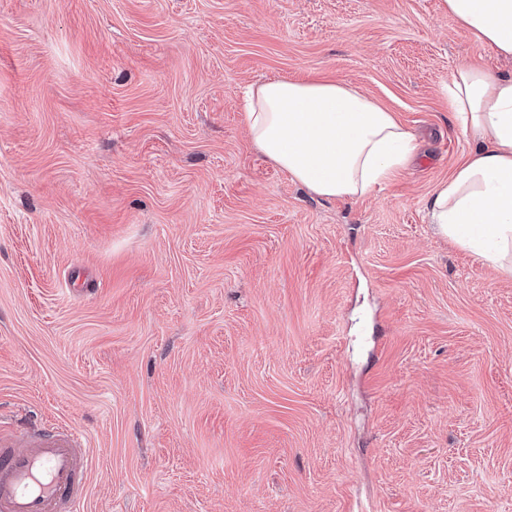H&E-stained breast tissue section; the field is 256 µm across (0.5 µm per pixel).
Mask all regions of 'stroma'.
I'll return each mask as SVG.
<instances>
[{"mask_svg":"<svg viewBox=\"0 0 512 512\" xmlns=\"http://www.w3.org/2000/svg\"><path fill=\"white\" fill-rule=\"evenodd\" d=\"M476 54L443 0H0V430H81L85 512H512V278L426 217ZM272 78L419 154L313 195L247 134Z\"/></svg>","mask_w":512,"mask_h":512,"instance_id":"35a3bbf8","label":"stroma"}]
</instances>
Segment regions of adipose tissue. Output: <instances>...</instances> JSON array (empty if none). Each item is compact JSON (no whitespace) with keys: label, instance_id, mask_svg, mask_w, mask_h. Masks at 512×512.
Returning a JSON list of instances; mask_svg holds the SVG:
<instances>
[{"label":"adipose tissue","instance_id":"ef3b65f1","mask_svg":"<svg viewBox=\"0 0 512 512\" xmlns=\"http://www.w3.org/2000/svg\"><path fill=\"white\" fill-rule=\"evenodd\" d=\"M444 3L477 48L512 56V0ZM445 92L473 148L436 186L428 222L512 277V76L464 62ZM244 117L261 153L319 197L359 198L380 189L419 148L392 112L346 83L270 79L249 88Z\"/></svg>","mask_w":512,"mask_h":512}]
</instances>
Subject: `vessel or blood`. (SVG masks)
I'll list each match as a JSON object with an SVG mask.
<instances>
[{
  "label": "vessel or blood",
  "mask_w": 512,
  "mask_h": 512,
  "mask_svg": "<svg viewBox=\"0 0 512 512\" xmlns=\"http://www.w3.org/2000/svg\"><path fill=\"white\" fill-rule=\"evenodd\" d=\"M91 457L68 424L0 433V512H82Z\"/></svg>",
  "instance_id": "obj_1"
}]
</instances>
